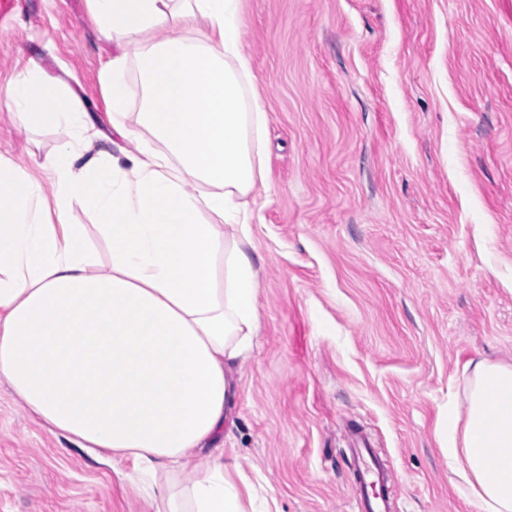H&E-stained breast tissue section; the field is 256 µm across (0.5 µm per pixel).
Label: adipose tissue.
<instances>
[{"label":"adipose tissue","mask_w":512,"mask_h":512,"mask_svg":"<svg viewBox=\"0 0 512 512\" xmlns=\"http://www.w3.org/2000/svg\"><path fill=\"white\" fill-rule=\"evenodd\" d=\"M115 52L101 72L115 132L135 60L150 140L114 156L74 93L32 68L6 105L69 137L42 167L55 187L0 161V377L27 410L116 460L149 462L166 512H242L223 456L232 374L259 333L258 281L246 221L264 181L266 115L252 84L241 0H90ZM194 192H187V184ZM99 218L109 272L92 271L73 204ZM217 216L209 224L202 211ZM465 417L436 434L479 512H512V364L473 363Z\"/></svg>","instance_id":"obj_1"}]
</instances>
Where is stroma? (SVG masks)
<instances>
[{
	"mask_svg": "<svg viewBox=\"0 0 512 512\" xmlns=\"http://www.w3.org/2000/svg\"><path fill=\"white\" fill-rule=\"evenodd\" d=\"M266 114L257 344L224 462L259 512H354L365 438L397 512H477L435 437L469 362L512 363V0H242ZM89 0H22L0 24V161L67 139L5 105L36 66L116 152ZM131 462L34 422L0 379V512H163Z\"/></svg>",
	"mask_w": 512,
	"mask_h": 512,
	"instance_id": "1",
	"label": "stroma"
}]
</instances>
